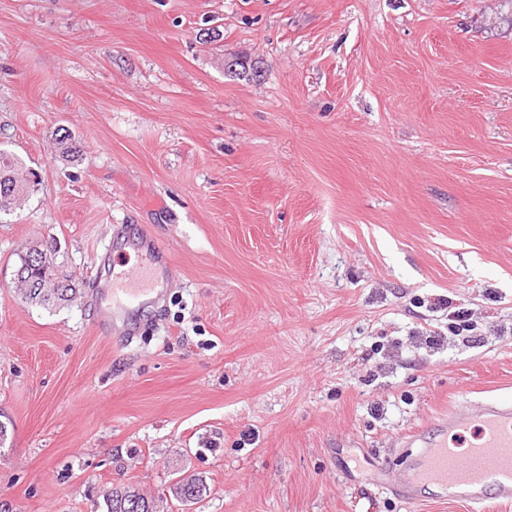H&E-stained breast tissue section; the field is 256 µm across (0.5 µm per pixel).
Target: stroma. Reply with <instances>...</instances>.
I'll use <instances>...</instances> for the list:
<instances>
[{
    "instance_id": "obj_1",
    "label": "stroma",
    "mask_w": 512,
    "mask_h": 512,
    "mask_svg": "<svg viewBox=\"0 0 512 512\" xmlns=\"http://www.w3.org/2000/svg\"><path fill=\"white\" fill-rule=\"evenodd\" d=\"M0 148L39 179L0 214L13 512H182L192 474V512H467L392 488L410 431L512 398V0H0ZM142 235L174 272L126 312ZM40 241L55 310L13 283ZM193 488V490H190ZM194 490L196 493H194ZM209 487L203 477L190 476L182 478L169 487L172 497L181 504L187 506L196 504L207 495ZM102 499L105 507L102 512H160L155 500L131 483L113 486L103 493Z\"/></svg>"
}]
</instances>
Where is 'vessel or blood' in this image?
I'll return each mask as SVG.
<instances>
[{"instance_id": "1", "label": "vessel or blood", "mask_w": 512, "mask_h": 512, "mask_svg": "<svg viewBox=\"0 0 512 512\" xmlns=\"http://www.w3.org/2000/svg\"><path fill=\"white\" fill-rule=\"evenodd\" d=\"M154 269L135 266L113 280V288H132L154 282ZM469 427L480 431L476 443L461 449L449 435ZM417 453L394 493L414 503L426 493L443 500L459 501L469 512H489L492 505L512 503V401L484 403L466 416L449 412L430 429L408 435Z\"/></svg>"}]
</instances>
